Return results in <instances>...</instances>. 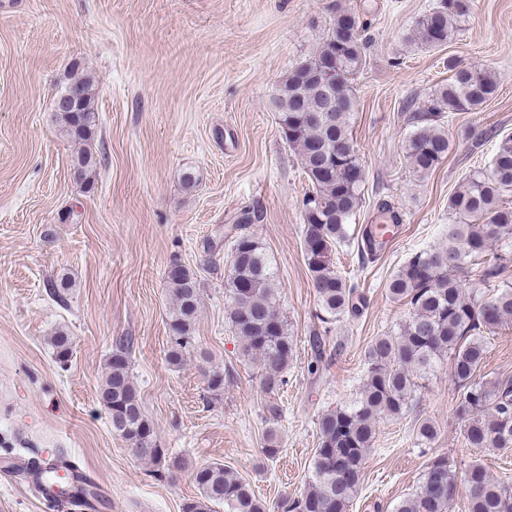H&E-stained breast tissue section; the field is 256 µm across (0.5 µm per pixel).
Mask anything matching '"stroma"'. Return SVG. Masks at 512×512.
<instances>
[{
  "label": "stroma",
  "mask_w": 512,
  "mask_h": 512,
  "mask_svg": "<svg viewBox=\"0 0 512 512\" xmlns=\"http://www.w3.org/2000/svg\"><path fill=\"white\" fill-rule=\"evenodd\" d=\"M337 1L356 13L370 45L352 120L364 196L333 264L367 304L335 324L343 348L316 378L307 371L309 337L321 327L303 254L308 181L271 101L281 77L326 35ZM436 3L0 0V467L62 454L100 483L107 504L98 512H181L197 493L189 473L155 476L113 431L100 397L112 345L130 336L132 374L163 447L193 466H230L270 512L307 489L319 417L356 398L366 347L407 317L388 293L391 275L440 242L453 220L449 197L471 171L488 168L499 137L512 136V0H472L459 29L434 49L411 36ZM473 64L495 73L498 91L479 109L445 118L448 155L417 177L404 157L407 116L424 109L452 67ZM80 72L94 80L95 147L104 155L90 187L75 177L77 146L53 114L56 93ZM188 173L197 180L191 189L182 182ZM381 200L401 222L363 265L357 242ZM246 210L294 338L276 418L228 315V240ZM175 261L196 273L202 293L197 351L178 367L166 359L165 277ZM60 330L73 342L65 365L50 346ZM209 369L228 376L221 396L207 389ZM480 374L512 376V325L492 337ZM458 400L443 364L406 415L381 420L350 512H392L437 455L459 468L479 459L494 476H512V448L465 445ZM425 419L438 431L427 445L417 438ZM271 434L281 453L269 460ZM0 512L48 510L16 476L0 478Z\"/></svg>",
  "instance_id": "obj_1"
}]
</instances>
